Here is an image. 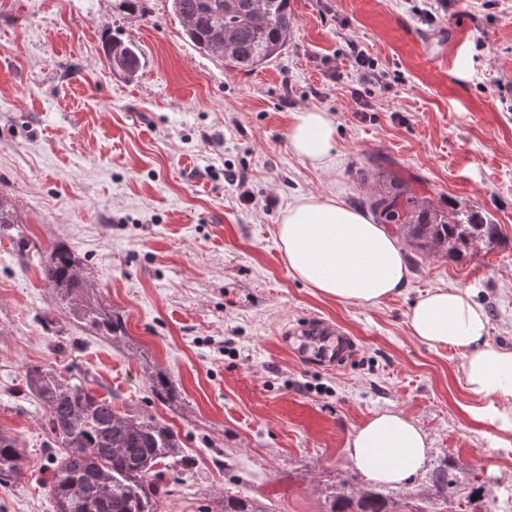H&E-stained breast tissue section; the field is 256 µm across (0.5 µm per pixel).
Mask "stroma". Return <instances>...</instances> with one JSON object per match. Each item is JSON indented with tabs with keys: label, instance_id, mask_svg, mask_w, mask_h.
<instances>
[{
	"label": "stroma",
	"instance_id": "stroma-1",
	"mask_svg": "<svg viewBox=\"0 0 512 512\" xmlns=\"http://www.w3.org/2000/svg\"><path fill=\"white\" fill-rule=\"evenodd\" d=\"M290 0L287 49L245 73L186 39L170 0H0V432L24 456L0 486V512H55L38 479L55 451L28 366L56 369L124 412L155 415L182 444L162 512H222L227 495L268 512H330L371 484L345 448L376 413L399 410L428 438L423 468L379 486L391 512H479L482 488L512 489V422L475 420L495 401L469 393L464 352L412 338L408 313L434 288H461L488 318L487 341L512 348V0ZM136 44V76L109 69L103 38ZM380 85L350 95L349 43ZM336 121L331 167L288 146L291 112ZM245 178L228 183L227 171ZM410 175L433 207H476L503 239L460 260L418 249L388 225L409 270L401 294L363 306L294 279L277 227L317 194L368 211ZM253 196L242 205L240 190ZM66 242L120 340L88 331L54 304L39 259ZM338 328L351 357L330 368L302 352L313 319ZM165 373L178 397L157 401ZM456 473L457 486L433 473Z\"/></svg>",
	"mask_w": 512,
	"mask_h": 512
}]
</instances>
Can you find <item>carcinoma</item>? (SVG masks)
Instances as JSON below:
<instances>
[{
    "label": "carcinoma",
    "mask_w": 512,
    "mask_h": 512,
    "mask_svg": "<svg viewBox=\"0 0 512 512\" xmlns=\"http://www.w3.org/2000/svg\"><path fill=\"white\" fill-rule=\"evenodd\" d=\"M185 36L199 51L220 57L251 72L282 53L288 45L293 18L289 0H265L263 15L256 0H171ZM223 13L221 30L214 15ZM106 63L134 75L140 68L139 49L130 42L109 38L104 42ZM370 207L384 224L409 228L420 248L445 251L454 258L472 256L478 244H498L500 225L476 209L452 208L447 213L418 207L403 194L381 196ZM42 280L51 288L55 304L96 333L116 338L124 332L112 307L87 299V281L81 261L68 244L57 241L40 257ZM28 390L46 408L45 427L52 444L62 452L53 459L45 478L56 512H161L166 484L159 466L180 453L178 433L150 414L123 413L112 401L82 384L62 381L41 366L27 368ZM151 391L161 402L176 398L164 373L151 376ZM22 453L16 439L0 432V485L22 477ZM224 512H267L246 497H224ZM357 512H389L378 492L366 491Z\"/></svg>",
    "instance_id": "obj_1"
}]
</instances>
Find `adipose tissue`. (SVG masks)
Listing matches in <instances>:
<instances>
[{
    "instance_id": "ef3b65f1",
    "label": "adipose tissue",
    "mask_w": 512,
    "mask_h": 512,
    "mask_svg": "<svg viewBox=\"0 0 512 512\" xmlns=\"http://www.w3.org/2000/svg\"><path fill=\"white\" fill-rule=\"evenodd\" d=\"M288 141L296 157L326 168L336 146L335 120L320 109L297 110L288 125ZM277 235L293 277L322 296L372 305L407 284L398 241L341 200L302 197L285 212ZM408 321L412 336L421 342L465 349L468 392L512 408V349L486 342L487 318L467 292L431 290L414 303ZM426 451L422 428L403 412L385 410L356 431L346 455L370 482L401 486L422 469Z\"/></svg>"
}]
</instances>
